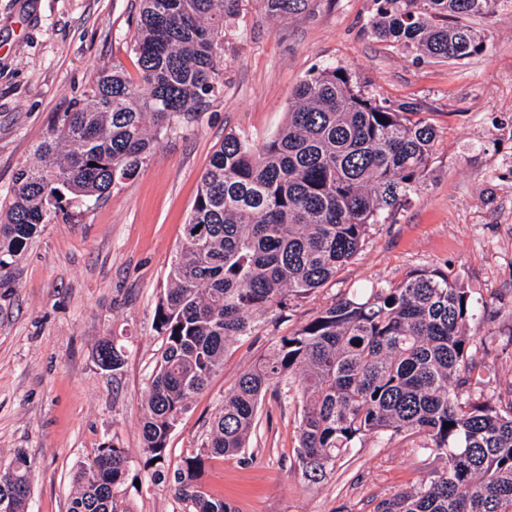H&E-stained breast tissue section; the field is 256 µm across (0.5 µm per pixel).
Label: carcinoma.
Listing matches in <instances>:
<instances>
[{"instance_id": "1", "label": "carcinoma", "mask_w": 512, "mask_h": 512, "mask_svg": "<svg viewBox=\"0 0 512 512\" xmlns=\"http://www.w3.org/2000/svg\"><path fill=\"white\" fill-rule=\"evenodd\" d=\"M240 0H141L133 52L139 78L103 68L83 97L56 117L18 169L0 203V270L41 225L71 222L112 185L135 176L175 117L196 118L218 92L224 19ZM303 0H267L273 14ZM512 0H374L381 41L443 62L482 53L464 23L492 17ZM417 102L366 95L351 72L326 67L293 92L288 121L261 146L229 133L203 172L154 327L164 348L141 416V455L155 482L187 512H235L199 483L210 458L248 447L259 401L271 386L301 405L296 463L314 479L366 436L424 435L419 451L439 465L427 478L380 500L373 512H512V402L472 397L474 337L484 304L450 271L411 272L397 285L333 301L282 336L237 378L210 421L199 453L165 474L180 414L224 368L230 350L288 301L322 287L354 259L373 224H383L423 184L437 140ZM107 341L97 364H124ZM452 427L446 428L444 424ZM128 457L113 444L75 477L67 512H114ZM0 484L8 512H29L33 462L21 449Z\"/></svg>"}]
</instances>
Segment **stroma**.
Instances as JSON below:
<instances>
[{"label":"stroma","mask_w":512,"mask_h":512,"mask_svg":"<svg viewBox=\"0 0 512 512\" xmlns=\"http://www.w3.org/2000/svg\"><path fill=\"white\" fill-rule=\"evenodd\" d=\"M139 0H0V200L15 172L34 160L58 113L97 71L122 66L137 76L132 37ZM373 0H305L270 14L266 0H242L224 23L219 88L194 122L173 120L147 165L82 209L78 223L43 225L0 271V467L16 449L34 462L30 512H67L72 483L99 448L129 459L116 512H186L154 485L140 456V417L162 338L153 328L168 265L200 178L226 134L270 139L286 122L293 89L336 66L366 94L423 104L437 130L427 180L403 209L373 225L361 252L335 278L260 323L236 344L224 368L179 417L167 461L198 453L225 394L279 338L359 288L402 281L411 271L459 274L485 315L476 336L477 390L512 388V7L469 18L485 33L483 53L459 63L417 59L374 37ZM125 348L116 372L96 349ZM298 405L268 391L243 456L206 461L203 488L236 512H373L410 487L433 462L421 435L365 439L312 481L295 463Z\"/></svg>","instance_id":"35a3bbf8"}]
</instances>
